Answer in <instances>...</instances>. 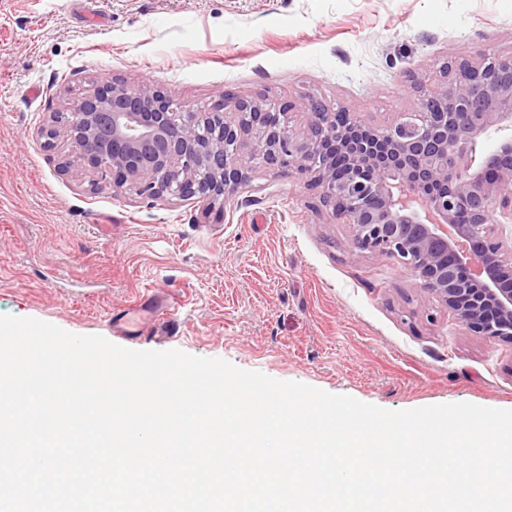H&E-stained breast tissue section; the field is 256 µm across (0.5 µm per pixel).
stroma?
I'll return each mask as SVG.
<instances>
[{
    "mask_svg": "<svg viewBox=\"0 0 512 512\" xmlns=\"http://www.w3.org/2000/svg\"><path fill=\"white\" fill-rule=\"evenodd\" d=\"M512 54V0H0V315L115 340L113 313L180 300L176 338L130 349L223 358L390 410L512 409V344L469 329L392 261L353 250L304 178L260 167L224 208L113 191L64 170L39 127L97 80L202 110L311 94L385 126L409 80Z\"/></svg>",
    "mask_w": 512,
    "mask_h": 512,
    "instance_id": "1",
    "label": "stroma"
}]
</instances>
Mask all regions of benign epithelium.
Segmentation results:
<instances>
[{
	"instance_id": "benign-epithelium-1",
	"label": "benign epithelium",
	"mask_w": 512,
	"mask_h": 512,
	"mask_svg": "<svg viewBox=\"0 0 512 512\" xmlns=\"http://www.w3.org/2000/svg\"><path fill=\"white\" fill-rule=\"evenodd\" d=\"M325 100H247L225 92L203 111L171 89L116 80L88 89L41 128L70 143L64 167L150 199L224 204L258 166L307 178L351 246L418 281L423 305L512 343V135L475 162L493 129H512V55L452 59L416 108L374 126ZM302 113L306 130L290 125Z\"/></svg>"
}]
</instances>
